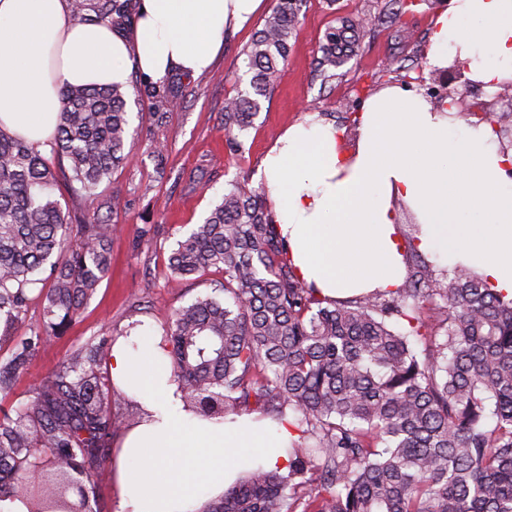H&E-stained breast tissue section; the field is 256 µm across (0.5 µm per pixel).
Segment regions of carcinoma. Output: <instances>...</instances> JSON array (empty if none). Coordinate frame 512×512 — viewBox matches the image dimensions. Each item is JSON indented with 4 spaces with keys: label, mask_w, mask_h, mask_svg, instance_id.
<instances>
[{
    "label": "carcinoma",
    "mask_w": 512,
    "mask_h": 512,
    "mask_svg": "<svg viewBox=\"0 0 512 512\" xmlns=\"http://www.w3.org/2000/svg\"><path fill=\"white\" fill-rule=\"evenodd\" d=\"M84 26L135 23L139 0H69ZM303 0H277L247 47L251 91L228 101L224 137L245 149L300 21ZM362 25L346 20L320 45L319 69L353 56ZM157 119L182 90L143 85ZM127 93L119 86L60 89L61 122L45 156L0 130V397L34 354L80 317L108 276L116 225L98 212L63 210L126 160ZM468 125L507 126L511 112H455ZM67 160L68 165L61 164ZM408 215L406 276L388 291L333 300L297 274L273 224L265 188L232 182L168 258L173 281L222 282L173 315L165 333L172 378L205 419L254 405L288 421V464L247 472L198 512H512V298L473 269H441L416 244ZM39 321L25 324L32 300ZM423 344V349L416 348ZM108 339L63 359L17 406L0 407V502L43 478L40 512H96L94 467L132 398L101 371Z\"/></svg>",
    "instance_id": "cac0c4a2"
}]
</instances>
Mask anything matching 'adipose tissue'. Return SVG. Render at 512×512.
Instances as JSON below:
<instances>
[{
  "label": "adipose tissue",
  "mask_w": 512,
  "mask_h": 512,
  "mask_svg": "<svg viewBox=\"0 0 512 512\" xmlns=\"http://www.w3.org/2000/svg\"><path fill=\"white\" fill-rule=\"evenodd\" d=\"M264 0H141L132 32L76 24L68 0H0V130L49 153L64 85L159 81L207 73L226 33ZM432 66L460 60L467 79H512V0H452L437 14ZM420 94L368 97L354 134L315 117L289 127L263 160L271 217L297 273L323 295L391 290L403 281L405 238L393 198L422 226L418 247L475 270L512 296V181L491 127L449 123ZM112 380L146 413L126 431L114 476L120 512H195L239 473L284 466L287 425L252 416L210 422L186 411L161 334L141 328L108 355Z\"/></svg>",
  "instance_id": "ef3b65f1"
}]
</instances>
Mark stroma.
I'll return each instance as SVG.
<instances>
[{
  "instance_id": "obj_1",
  "label": "stroma",
  "mask_w": 512,
  "mask_h": 512,
  "mask_svg": "<svg viewBox=\"0 0 512 512\" xmlns=\"http://www.w3.org/2000/svg\"><path fill=\"white\" fill-rule=\"evenodd\" d=\"M397 9L395 0H306L288 64L263 101L241 154L230 151L225 141L224 105L248 86L244 52L262 20L228 34L208 73L183 78V97L164 119L155 117L150 99L129 94L133 135L129 157L113 172L111 181L99 188L107 197L116 185L125 193L121 206L108 214L116 226L110 242V272L80 317L35 354L9 403L24 399L89 338L121 336L136 321L164 331L175 309L210 291L219 273L171 287L166 277L169 254L202 221L230 182L261 185L259 169L265 154L285 129L305 120L307 105L318 104L320 121L340 129L351 124L367 96L392 84L395 77L430 76L427 49L436 11L422 5L401 15ZM345 18L369 19L367 32L356 56L335 76L320 75L315 69L319 46L325 34ZM388 59L394 61L395 73L383 71ZM159 145L165 149L160 156L155 153ZM147 224L157 232L140 238L139 230ZM135 294L141 306H133Z\"/></svg>"
}]
</instances>
